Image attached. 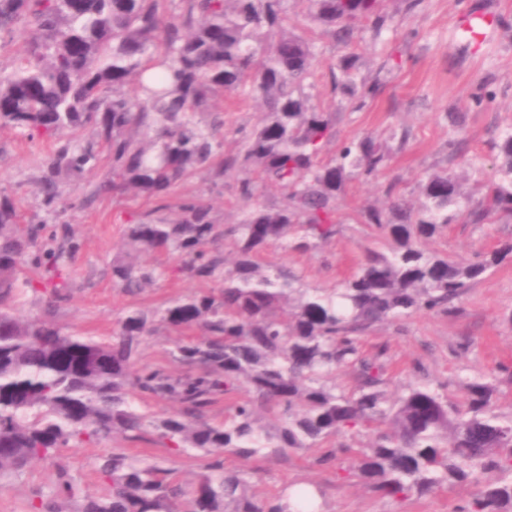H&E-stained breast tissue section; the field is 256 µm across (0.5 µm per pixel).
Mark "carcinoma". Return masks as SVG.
Masks as SVG:
<instances>
[{
    "instance_id": "1",
    "label": "carcinoma",
    "mask_w": 512,
    "mask_h": 512,
    "mask_svg": "<svg viewBox=\"0 0 512 512\" xmlns=\"http://www.w3.org/2000/svg\"><path fill=\"white\" fill-rule=\"evenodd\" d=\"M163 2L0 0V35L31 33L17 68L0 76V99L9 101L0 125L54 143L42 161L43 205L53 208L59 181L94 167L104 152L112 191L150 204L127 228L132 254L112 264L113 283L132 295L169 276L219 285L151 314L128 311L110 341L18 317L11 305L25 266L44 269L48 303L60 298L63 249L40 248L37 234H20L18 207L0 194V476L19 475L60 448L120 435L172 456L200 451L204 471L184 482L157 461L112 452L97 462L104 496L62 507L75 498L63 471L52 494L38 496L35 512H317L316 489L263 497L259 472L226 467L229 456L286 457L308 448L325 470L354 458L353 475L381 498L473 484L476 492L456 512H512V416L493 403L497 383H512V365L466 381L461 400L443 384H409L390 401L382 390L386 350L361 347V335L378 324L454 313L474 283L512 260V242L472 260L424 248L450 224H512V126L497 143V175L484 181L476 203L459 205L461 183L446 172L420 184L416 204L389 187L386 207L362 213L388 251H368L339 288H303L263 267L260 256L273 242L307 252L334 238L336 197L354 177L386 168L391 153L366 136L327 155L336 127L332 113L311 104L316 43L288 27V15L303 6L346 49L326 77L342 100L360 107L381 80L360 75L358 32L380 35L392 19L385 0H180L167 14ZM226 94L262 107L257 125L236 129L240 149L232 154L219 140L224 108L217 100ZM80 130L91 138H74ZM194 175L216 183L234 177L238 223L219 224L193 197L171 205L175 185ZM268 185L282 192L281 205L262 201ZM172 207L176 218L156 216ZM158 250L178 263L137 262L135 254ZM162 328L202 333L172 350L192 371L169 377L134 368L146 337ZM338 368L354 374L353 391L336 389ZM240 387L247 396L230 404L224 423L209 422L215 399ZM135 394L171 397L179 409L151 422L133 406ZM271 410L277 424H261ZM362 431L372 433L365 448L333 443Z\"/></svg>"
}]
</instances>
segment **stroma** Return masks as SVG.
<instances>
[{
	"mask_svg": "<svg viewBox=\"0 0 512 512\" xmlns=\"http://www.w3.org/2000/svg\"><path fill=\"white\" fill-rule=\"evenodd\" d=\"M477 14L493 18L479 40L463 30L464 22ZM290 25L318 45L320 79L312 102L332 113L337 143L372 135L392 153L388 167L377 178L352 180L337 199L341 224L333 239L303 253L272 244L261 255L264 265L298 276L302 287L330 290L357 271L366 251L385 250V243L362 224L360 213L385 203L386 187L395 186L413 200L427 176L445 170L464 176L466 195L480 198L482 179L499 163V136L512 123V0H423L415 13L398 17L381 40L360 33L363 67L380 71L382 91L359 109L342 103L325 77L329 64L343 55V47L311 22L305 10L295 9ZM485 82L490 83L495 100L479 108L472 96ZM404 129L410 138L401 146L391 135ZM452 137L465 141L456 157L448 153ZM50 148V142L31 141L13 129L0 128V194L14 198L24 221L44 224L40 245H59L67 238L78 245L59 262L67 286L51 317L56 327L106 340L130 308L152 310L204 290V283L187 278L160 280L136 295L117 288L112 261L124 246L128 224L147 205L142 198L113 193L106 176L109 163L103 158L81 176L64 180L59 204L45 209L39 181L44 174L41 159ZM191 196L210 206L219 221L237 222L239 204L231 189L214 187L197 175L173 191L177 200ZM510 241L512 224H453L427 247L442 255L472 259ZM460 306L461 313L453 317L420 312L396 325H378L362 337L363 349L386 350L387 398L400 395L420 370L428 383L444 384L460 399L466 380L490 374L501 363L512 364V262H503L469 288ZM181 338L178 331L160 330L144 345L140 364L175 376L183 374L184 366L170 356ZM114 450L126 453L130 447L116 437L64 448L51 458L33 462L21 475L0 478V512H31V499L37 492L51 491L62 469L71 476L77 498L100 496L105 487L95 464L98 457ZM312 456L311 450L300 449L285 459L271 457L258 463L231 457L226 464L245 472L260 469L257 489L264 495L277 494L287 484H316L323 492L324 512H453L474 490L473 485L464 484L422 498L383 499L352 476V458H342L332 471L314 467Z\"/></svg>",
	"mask_w": 512,
	"mask_h": 512,
	"instance_id": "stroma-1",
	"label": "stroma"
}]
</instances>
